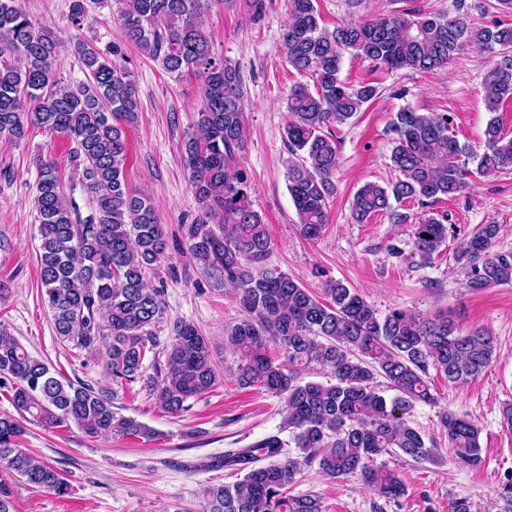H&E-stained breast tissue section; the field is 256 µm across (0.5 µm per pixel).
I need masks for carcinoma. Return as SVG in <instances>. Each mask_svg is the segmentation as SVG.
<instances>
[{
	"instance_id": "1",
	"label": "carcinoma",
	"mask_w": 512,
	"mask_h": 512,
	"mask_svg": "<svg viewBox=\"0 0 512 512\" xmlns=\"http://www.w3.org/2000/svg\"><path fill=\"white\" fill-rule=\"evenodd\" d=\"M209 0H121L126 40L170 73L202 81L196 133L185 144L184 164L203 217L185 225L186 250L203 273L234 289L242 317L224 332V348L237 357L236 379L283 398L281 431L236 454L224 466L242 477L207 490V512H321L312 495H290L288 486L304 467L331 479H359L387 499L405 494L398 475L374 458L395 450L415 460L433 449L408 420L418 403L436 401L429 369L463 384L486 371L495 351L483 330H462L448 316L424 319L394 308L385 315L356 290L331 282L320 298L290 275L262 266L271 240L253 209L246 171L237 157L247 145L240 71L216 61L198 24ZM316 0H290L282 36L288 64L308 75L314 90L295 86L287 98L285 139L294 157L288 190L310 240L328 224L336 195L339 152L331 126L341 125L378 95L371 84L340 77L343 55L352 53L387 70L430 73L460 50L499 49L481 83L491 117L485 151L476 156L460 143L448 112L396 113L391 161L400 177L388 187L366 183L351 205L358 224L391 209L390 200L433 202L462 193L469 162L488 176L512 171V136L499 116L512 99V24L469 26L465 15L445 17L404 10L387 17L320 24ZM60 42L34 22L18 0H0V138L21 139L30 126L46 128L74 144L91 213L81 224L62 192L56 164L39 172L34 197L40 234V288L56 335L84 349L103 342L106 370L122 387L143 373L152 328L164 319L163 290L149 278L166 249L162 225L143 194L130 189L126 127L137 119L138 98L129 74L112 66L88 42L73 46L89 81L74 88L56 78L53 60ZM218 228H213L212 224ZM501 226L481 225L458 251L467 287L479 292L512 284V253L492 247ZM448 227L432 213L415 225L414 244L430 261L446 242ZM174 342L165 368L149 381L168 414L211 391L218 373L207 339L185 321L172 324ZM327 369L332 382L307 380ZM382 377L393 392L377 390ZM12 395L16 414H0V470L58 496L70 487L49 463L17 447L25 424L47 429L75 425L87 436L130 437L152 442L159 433L124 415L116 392L61 380L0 325V391ZM440 430L456 464L479 467L480 428L465 415L445 410Z\"/></svg>"
}]
</instances>
